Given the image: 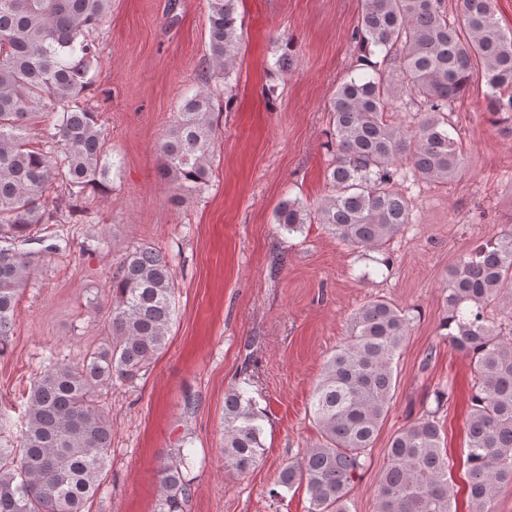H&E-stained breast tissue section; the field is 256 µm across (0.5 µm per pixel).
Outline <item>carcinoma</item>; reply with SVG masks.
Segmentation results:
<instances>
[{
	"label": "carcinoma",
	"instance_id": "carcinoma-1",
	"mask_svg": "<svg viewBox=\"0 0 512 512\" xmlns=\"http://www.w3.org/2000/svg\"><path fill=\"white\" fill-rule=\"evenodd\" d=\"M112 0H0V355L13 336L17 298L33 255L19 248L40 227L63 224L88 189H108L120 162L105 147L97 112L81 101L98 48L91 33ZM237 0H208V61L229 79L241 44ZM353 39L363 58L329 102L335 161L332 194L317 221L344 245L372 250L411 223L399 178L451 180L464 167L448 129L451 103L471 80H485L492 112H512V31L493 0H462L461 21L442 0H363ZM424 107L417 127L390 119L401 92ZM54 121L40 143L33 118ZM209 92L184 96L180 119L157 147L158 174L179 197L208 183L216 125ZM61 187L55 205L46 193ZM275 223L292 234L311 213L284 199ZM108 333L76 363H56L29 386L19 433L0 428V512H86L112 447L100 394L131 383L165 349L175 311L172 261L148 243L126 248L109 285ZM439 330L471 358L476 376L466 421L470 512H494L500 485L512 483V328L491 325L488 304L512 300V227L478 245L449 271ZM413 323L409 311L372 299L353 313L346 342L327 359L309 402L322 442L282 470L278 486L305 488L308 512H349V494L390 409L395 359ZM454 383L435 391L436 410L395 431L385 449L377 512H458L453 463L436 419ZM261 416L240 388L224 397V467L240 473L263 459ZM190 454L174 448L159 465L156 512H183L193 498Z\"/></svg>",
	"mask_w": 512,
	"mask_h": 512
}]
</instances>
